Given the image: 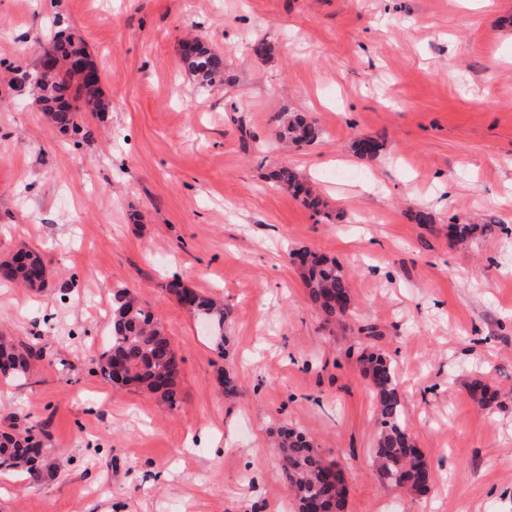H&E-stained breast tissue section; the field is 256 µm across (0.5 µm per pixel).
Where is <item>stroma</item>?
<instances>
[{"label": "stroma", "mask_w": 512, "mask_h": 512, "mask_svg": "<svg viewBox=\"0 0 512 512\" xmlns=\"http://www.w3.org/2000/svg\"><path fill=\"white\" fill-rule=\"evenodd\" d=\"M68 35L110 103L80 143L15 78ZM190 35L227 82L197 87ZM296 113L317 141L270 150ZM363 137L378 157L357 155ZM282 164L329 220L271 186ZM469 221L498 230L453 246ZM25 247L48 282L0 278V335H40L43 355L0 381V417L47 424L55 477L0 471V512H294L283 425L340 462L348 512H512V0H0V262ZM304 247L343 266L352 316L310 305ZM175 276L228 307L224 348L164 290ZM117 286L183 360L176 408L94 373ZM367 347L397 367L426 493L371 467Z\"/></svg>", "instance_id": "35a3bbf8"}]
</instances>
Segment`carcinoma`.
<instances>
[{"label": "carcinoma", "mask_w": 512, "mask_h": 512, "mask_svg": "<svg viewBox=\"0 0 512 512\" xmlns=\"http://www.w3.org/2000/svg\"><path fill=\"white\" fill-rule=\"evenodd\" d=\"M192 51L181 54V61L199 87L206 89L224 82V57L201 38L188 41ZM58 66L51 73L19 72V82L29 87L33 102L44 112L49 122L59 130L83 134L81 113H100L109 108L96 82L77 79L69 61L83 56L94 65L83 44L70 36L57 39L51 49ZM320 135L314 122L296 114L283 125L280 139L296 144H308ZM380 144L373 137L357 141V153L374 158ZM273 183L302 200L314 212H319V198L305 185L299 175L283 165L272 171ZM491 224H456L455 240L464 243L477 235L491 234ZM304 285L311 306L319 312L325 324L351 314L353 305L345 272L334 260L305 249L299 253ZM47 271L39 253L20 249L11 261L0 265V276L23 288L35 285L32 276ZM179 302L210 328L216 347L224 346V320L228 312L212 298L185 288L178 277L166 285ZM42 347L36 343L17 344L8 336H0V375L5 379L21 378L29 373L32 361L40 359ZM183 360L179 358L161 323L144 309L126 288L112 289V319L108 325V341L96 363L97 373L104 379L124 386H134L159 397L169 407L180 403L178 390ZM358 372L368 383L375 397L378 431L372 451L373 467L379 479L389 489L400 492H425L432 482L430 465L416 448L407 426V413L401 401L396 379V367L378 352L362 351L356 358ZM49 431L41 424H28L14 415L0 418V467L20 470L35 483L52 479L45 458L37 459V451L47 450ZM282 473L294 496L297 512H347L348 500L345 473L340 464L327 461L306 432L293 427L279 430L276 441Z\"/></svg>", "instance_id": "carcinoma-1"}]
</instances>
